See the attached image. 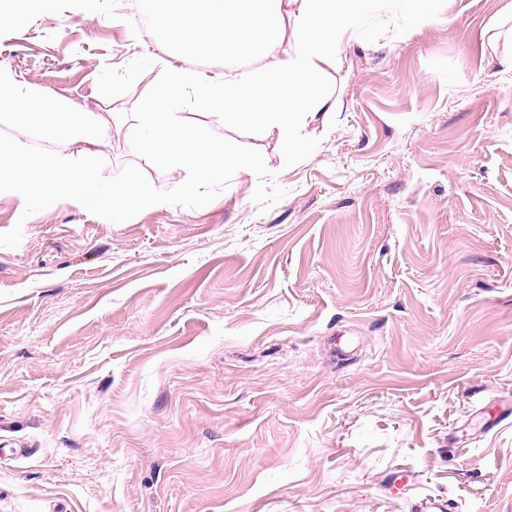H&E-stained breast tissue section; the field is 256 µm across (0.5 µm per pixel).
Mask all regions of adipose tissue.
Returning a JSON list of instances; mask_svg holds the SVG:
<instances>
[{"label":"adipose tissue","instance_id":"1","mask_svg":"<svg viewBox=\"0 0 512 512\" xmlns=\"http://www.w3.org/2000/svg\"><path fill=\"white\" fill-rule=\"evenodd\" d=\"M432 0H152L168 46L160 89L135 115L133 133L145 163L187 173L199 190L254 165L236 141L215 142L188 109L216 122L257 127L288 151L303 150L302 129L335 110L324 68L360 37L366 19L388 10L406 32L434 18ZM219 59L208 74L185 57Z\"/></svg>","mask_w":512,"mask_h":512}]
</instances>
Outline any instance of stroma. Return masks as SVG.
I'll return each instance as SVG.
<instances>
[{
    "mask_svg": "<svg viewBox=\"0 0 512 512\" xmlns=\"http://www.w3.org/2000/svg\"><path fill=\"white\" fill-rule=\"evenodd\" d=\"M398 39L370 16L324 76L334 113L291 154L194 113L254 169L208 205L121 224L0 200V512H512V0H436ZM149 0H52L0 65L114 119L139 162L159 87Z\"/></svg>",
    "mask_w": 512,
    "mask_h": 512,
    "instance_id": "35a3bbf8",
    "label": "stroma"
}]
</instances>
